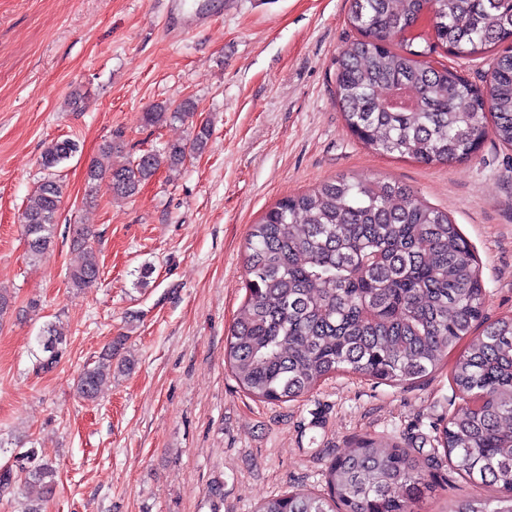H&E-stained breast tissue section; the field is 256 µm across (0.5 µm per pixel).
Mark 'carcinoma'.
I'll return each mask as SVG.
<instances>
[{"instance_id":"obj_1","label":"carcinoma","mask_w":512,"mask_h":512,"mask_svg":"<svg viewBox=\"0 0 512 512\" xmlns=\"http://www.w3.org/2000/svg\"><path fill=\"white\" fill-rule=\"evenodd\" d=\"M434 14L428 37H405L421 11ZM348 22L358 37L336 61V101L352 134L368 148L425 165L467 161L486 135V120L512 146V50L493 59L485 96L489 112L464 78L426 61L448 45L458 57L485 55L512 35V0H351ZM195 103H158L148 126L190 117ZM202 124L188 143L169 142L121 166L93 159L90 189L102 185L129 198L162 167L176 170L205 149ZM69 139L48 144L47 176L22 212L28 253L53 245L63 185L51 169L70 159ZM86 227L74 230L81 262L69 271L84 290L100 277ZM246 299L227 339L225 357L236 380L255 398L286 402L321 380L348 372L387 382L420 379L439 368L461 342L451 379L479 403L455 411L440 440L455 469L498 485L494 501L464 500L451 512H512V315L479 335L485 288L473 250L448 215L393 180L340 178L288 196L253 225L245 254ZM43 369L61 357L65 334L48 324L40 340ZM112 374V347L86 368L79 396L96 401ZM328 495L288 491L256 512H413L439 488L419 470L411 449L368 438L326 471ZM49 492L56 470L32 448L0 471V488L15 483Z\"/></svg>"}]
</instances>
